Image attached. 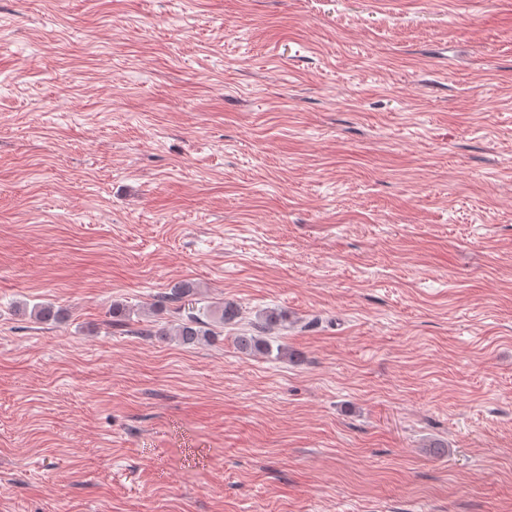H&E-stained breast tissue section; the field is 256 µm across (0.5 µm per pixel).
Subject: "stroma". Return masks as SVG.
I'll return each mask as SVG.
<instances>
[{
    "instance_id": "35a3bbf8",
    "label": "stroma",
    "mask_w": 512,
    "mask_h": 512,
    "mask_svg": "<svg viewBox=\"0 0 512 512\" xmlns=\"http://www.w3.org/2000/svg\"><path fill=\"white\" fill-rule=\"evenodd\" d=\"M0 512H512V0H0ZM194 285L189 282H181L170 288V292L166 293L161 300L164 302L180 303V308L187 314L175 330L169 332L170 336H176L178 341L184 346H196L202 342L209 340L210 336H214V329L210 326H223L235 323L239 317V308L234 302H224L218 306L196 307Z\"/></svg>"
}]
</instances>
